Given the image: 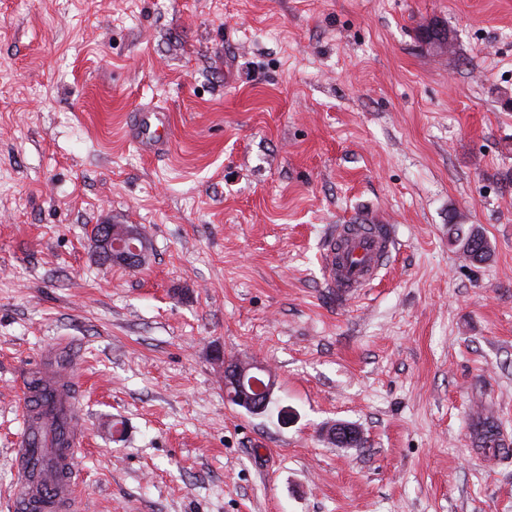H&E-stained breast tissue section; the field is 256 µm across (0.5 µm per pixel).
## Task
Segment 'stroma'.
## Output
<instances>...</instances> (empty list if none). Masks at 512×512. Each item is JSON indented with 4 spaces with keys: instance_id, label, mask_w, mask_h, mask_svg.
I'll list each match as a JSON object with an SVG mask.
<instances>
[{
    "instance_id": "1",
    "label": "stroma",
    "mask_w": 512,
    "mask_h": 512,
    "mask_svg": "<svg viewBox=\"0 0 512 512\" xmlns=\"http://www.w3.org/2000/svg\"><path fill=\"white\" fill-rule=\"evenodd\" d=\"M107 214L140 268L99 261ZM371 215L398 248L345 302L320 246ZM48 351L85 382L79 512H512V0H0V512ZM225 355L274 371L266 413ZM436 31H438V34H435ZM420 37L429 48L442 55L450 52L454 42L449 32L446 33L440 25L433 22L421 28ZM451 230L457 239L462 237V243L468 259L472 262H483L488 258L489 251L486 241L478 233H473L472 229L464 230L462 224L452 225ZM475 432L479 442L482 444L481 448L485 452H490L493 455L508 452L507 448H502L500 432L493 418L488 416L478 418L475 423Z\"/></svg>"
}]
</instances>
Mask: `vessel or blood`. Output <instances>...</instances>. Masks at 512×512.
Masks as SVG:
<instances>
[{"label": "vessel or blood", "mask_w": 512, "mask_h": 512, "mask_svg": "<svg viewBox=\"0 0 512 512\" xmlns=\"http://www.w3.org/2000/svg\"><path fill=\"white\" fill-rule=\"evenodd\" d=\"M397 247L391 225L365 219L356 224L329 228L323 247V269L337 297L348 298L372 287ZM55 406L67 417L66 446L60 471L46 472L41 482L30 476L32 412L24 410L23 426L16 442L15 479L12 487L16 512H77L79 473L75 467L86 433L73 373L52 372Z\"/></svg>", "instance_id": "vessel-or-blood-1"}]
</instances>
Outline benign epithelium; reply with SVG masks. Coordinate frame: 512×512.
<instances>
[{"label": "benign epithelium", "instance_id": "7a95c632", "mask_svg": "<svg viewBox=\"0 0 512 512\" xmlns=\"http://www.w3.org/2000/svg\"><path fill=\"white\" fill-rule=\"evenodd\" d=\"M420 37L429 48L442 55L449 53L453 46L452 35L433 22L421 28ZM101 228L97 246L100 252L107 254L110 261L131 268L142 264L143 250L140 242L144 240L145 234L141 228L127 224L114 226L110 221L102 223ZM275 386L273 375L254 360L224 361V389H235L230 398L256 413L273 401ZM324 435L339 445L356 437L353 430L343 423L327 427Z\"/></svg>", "mask_w": 512, "mask_h": 512}]
</instances>
